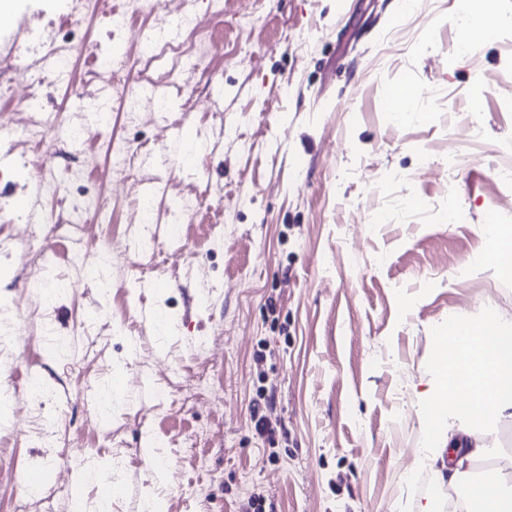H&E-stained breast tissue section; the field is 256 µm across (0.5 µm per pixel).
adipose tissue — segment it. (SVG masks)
<instances>
[{
  "mask_svg": "<svg viewBox=\"0 0 512 512\" xmlns=\"http://www.w3.org/2000/svg\"><path fill=\"white\" fill-rule=\"evenodd\" d=\"M464 331L456 345L437 336L443 356L438 363V386L451 392V412L468 421L512 418V333L503 331L491 318L482 325L460 318ZM452 453L430 449L427 461L439 469L444 483L458 487L467 476L462 465L482 457L481 440L452 442ZM460 512H512V472L499 470L493 478L476 481L459 505Z\"/></svg>",
  "mask_w": 512,
  "mask_h": 512,
  "instance_id": "obj_1",
  "label": "adipose tissue"
}]
</instances>
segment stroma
<instances>
[{"label": "stroma", "mask_w": 512, "mask_h": 512, "mask_svg": "<svg viewBox=\"0 0 512 512\" xmlns=\"http://www.w3.org/2000/svg\"><path fill=\"white\" fill-rule=\"evenodd\" d=\"M0 26V512H71L46 484L83 467L123 488L111 512H418L449 490L421 463L419 417L437 384V331L450 319L497 318L512 330V278L485 261L492 217L512 225V0H492L495 35L466 49L459 0H184L189 26L134 10L115 28L90 0H11ZM160 33L154 54L140 36ZM69 48L71 71L52 48ZM205 60L188 69V55ZM125 55L119 87L98 70ZM25 81L58 122L42 139L5 91ZM396 87L418 90L416 118L388 122ZM139 99L136 116L120 97ZM164 99L165 110L152 108ZM106 111L112 123L93 125ZM87 126L73 144L72 122ZM192 132L203 151L182 167L169 146ZM125 146L127 189L74 230L70 200L112 170ZM38 187L40 222L17 201ZM199 198L169 238L172 198ZM462 222L448 223V210ZM153 236L144 264L133 241ZM105 243L99 278L70 261L73 243ZM54 301L29 286L36 252ZM165 288L148 289L151 281ZM147 310L167 317L157 335ZM126 379L102 429L86 385ZM163 387L164 401L134 377ZM273 429L260 438L252 411ZM170 461L158 479L146 457Z\"/></svg>", "instance_id": "35a3bbf8"}]
</instances>
